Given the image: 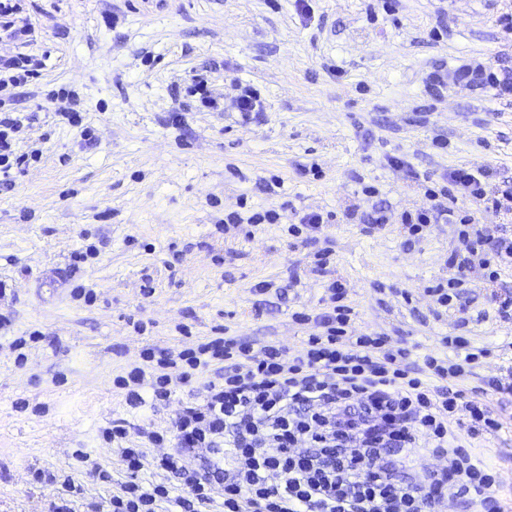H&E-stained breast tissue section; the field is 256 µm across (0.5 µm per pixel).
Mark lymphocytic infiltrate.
I'll use <instances>...</instances> for the list:
<instances>
[{
  "label": "lymphocytic infiltrate",
  "mask_w": 512,
  "mask_h": 512,
  "mask_svg": "<svg viewBox=\"0 0 512 512\" xmlns=\"http://www.w3.org/2000/svg\"><path fill=\"white\" fill-rule=\"evenodd\" d=\"M42 67L29 54L0 56V92L27 85ZM453 75L468 89L512 103V66L469 61ZM37 119L34 111L0 113L1 176L40 160L41 149L14 150ZM443 180L437 187L420 178L428 207L400 216L410 244L430 225L458 227L449 275L430 293L452 310L457 328H466L460 277L480 272L487 289L481 320L511 322L512 292L497 285L512 273V238L503 227L512 218V180L463 165ZM460 200L472 210L458 209ZM327 290L320 312L294 315L317 327L296 356L230 334L180 350L143 349L112 386L129 409L172 408L168 429L118 419L101 430L122 476L118 491L106 496L82 498L72 473L34 470L35 483L54 488L48 512H437L449 493L463 512H506L496 471L459 440L500 430L493 399L512 395V371L463 388L488 348L445 336L448 356L411 361L410 350L388 336L353 333L342 283ZM420 451L435 468L407 465ZM73 456L92 480L108 483L116 473L84 449Z\"/></svg>",
  "instance_id": "lymphocytic-infiltrate-1"
}]
</instances>
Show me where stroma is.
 Returning a JSON list of instances; mask_svg holds the SVG:
<instances>
[{
    "mask_svg": "<svg viewBox=\"0 0 512 512\" xmlns=\"http://www.w3.org/2000/svg\"><path fill=\"white\" fill-rule=\"evenodd\" d=\"M21 5L32 41L23 47L0 34V55L23 51L44 65L19 100L0 96V107L39 112L17 150L39 142L43 156L12 169L11 189H0V289L9 291L0 309L12 318L0 333V512H45L51 490L33 482L37 469L74 472L85 496L108 494L78 474L73 451H93L109 468L99 431L112 420L168 426L171 409L132 415L112 391L143 348L189 346L227 327L294 351L311 333L292 314L318 313L328 278L286 224L258 225L249 238L217 230L239 197L255 211L287 201L336 212L317 238L333 251L331 276L348 290L356 327L391 336L416 361L439 352L454 316L435 313L427 289L448 273L452 226L432 225L408 248L400 224L365 235L344 210L358 174L397 215L425 202L411 168L437 181L458 164L490 165L512 179V105L458 85L439 96L428 87L431 73L465 61L512 60V35L494 22L512 0H395L390 11L383 0H313L306 16L294 0ZM201 72L220 94L229 78L251 85L263 115L245 124L232 111L195 110L187 88ZM62 87L97 129V144L58 123ZM438 136L447 149L432 146ZM390 154L408 169L389 167ZM312 162L319 175L299 176L298 165ZM274 175L283 184L271 196L264 181ZM88 240L103 248L77 262ZM296 262L300 284L276 296ZM262 281L272 290L259 295ZM380 283L395 291L383 303ZM77 284L95 289L93 304L71 300ZM132 318L146 331H134ZM34 331L41 340L16 365L9 341ZM510 334L469 323L468 337L491 354L468 386L512 366V351L496 349ZM493 408L502 429L471 446L499 471L512 512V396Z\"/></svg>",
    "mask_w": 512,
    "mask_h": 512,
    "instance_id": "stroma-1",
    "label": "stroma"
}]
</instances>
